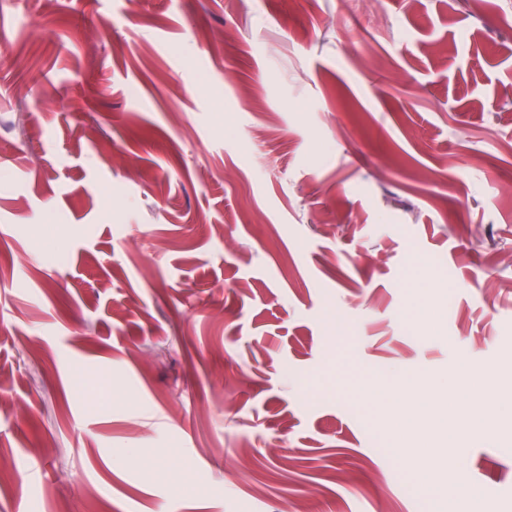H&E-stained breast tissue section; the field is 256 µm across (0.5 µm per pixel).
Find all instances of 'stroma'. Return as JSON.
I'll use <instances>...</instances> for the list:
<instances>
[{
	"label": "stroma",
	"instance_id": "stroma-1",
	"mask_svg": "<svg viewBox=\"0 0 512 512\" xmlns=\"http://www.w3.org/2000/svg\"><path fill=\"white\" fill-rule=\"evenodd\" d=\"M512 0H0V512H512ZM452 308H445L447 297ZM415 383L403 375L393 377L390 383L382 384L378 389H370L369 395L382 402L406 403L412 397ZM426 450L427 448L414 447L412 441L404 433L400 434L395 441L394 448H392V451L406 462L413 473L416 474L417 487L419 490L426 492L432 498H437L444 493L445 488H447V483L454 484L460 489L466 487V472L460 460L457 461L452 468L448 469V473L444 479L430 477L427 472L416 469V459L425 453Z\"/></svg>",
	"mask_w": 512,
	"mask_h": 512
}]
</instances>
